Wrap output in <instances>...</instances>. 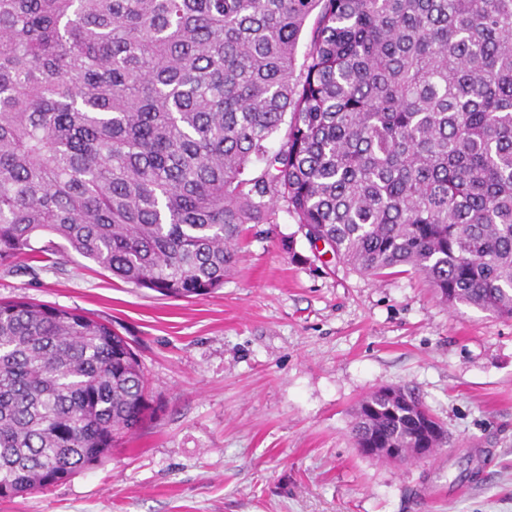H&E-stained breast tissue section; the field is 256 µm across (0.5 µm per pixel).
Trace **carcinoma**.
I'll return each instance as SVG.
<instances>
[{"mask_svg": "<svg viewBox=\"0 0 512 512\" xmlns=\"http://www.w3.org/2000/svg\"><path fill=\"white\" fill-rule=\"evenodd\" d=\"M282 210L354 272L405 266L512 319V0H0V264L71 249L203 296ZM392 392L357 404L356 447L448 443ZM149 410L109 325L0 300V499L101 462Z\"/></svg>", "mask_w": 512, "mask_h": 512, "instance_id": "1", "label": "carcinoma"}]
</instances>
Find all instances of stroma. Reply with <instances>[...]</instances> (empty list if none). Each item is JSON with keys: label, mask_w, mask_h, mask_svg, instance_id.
Returning a JSON list of instances; mask_svg holds the SVG:
<instances>
[{"label": "stroma", "mask_w": 512, "mask_h": 512, "mask_svg": "<svg viewBox=\"0 0 512 512\" xmlns=\"http://www.w3.org/2000/svg\"><path fill=\"white\" fill-rule=\"evenodd\" d=\"M23 296L127 337L151 415L101 463L0 512H512V320L448 308L401 267L353 272L294 215L248 225L203 297L72 251L0 265V299ZM381 385L416 388L447 445L407 464L362 456L352 409Z\"/></svg>", "instance_id": "35a3bbf8"}]
</instances>
